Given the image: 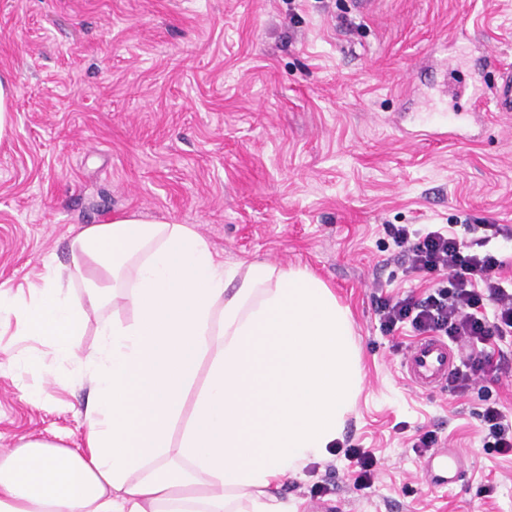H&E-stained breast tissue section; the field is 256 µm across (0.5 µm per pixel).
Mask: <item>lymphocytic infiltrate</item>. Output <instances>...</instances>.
<instances>
[{"label": "lymphocytic infiltrate", "mask_w": 512, "mask_h": 512, "mask_svg": "<svg viewBox=\"0 0 512 512\" xmlns=\"http://www.w3.org/2000/svg\"><path fill=\"white\" fill-rule=\"evenodd\" d=\"M486 230L468 241L451 229L384 227L407 271L431 284L418 296H379L380 324L389 332L407 324L416 336H438L463 348L462 368L448 376L456 396L479 381H499L506 363L501 344L512 337V289L501 277L503 260L487 250L492 238L511 237L512 229L490 224Z\"/></svg>", "instance_id": "1"}]
</instances>
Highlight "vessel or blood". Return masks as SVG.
<instances>
[{"mask_svg":"<svg viewBox=\"0 0 512 512\" xmlns=\"http://www.w3.org/2000/svg\"><path fill=\"white\" fill-rule=\"evenodd\" d=\"M495 111L512 112V69L498 71V84L493 93ZM456 354L447 341L423 337L413 341L403 355L402 367L407 383L427 392L444 386L454 367ZM422 468L435 488L455 485L465 470V463L453 448L435 449L422 459Z\"/></svg>","mask_w":512,"mask_h":512,"instance_id":"obj_1","label":"vessel or blood"}]
</instances>
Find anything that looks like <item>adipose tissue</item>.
Returning <instances> with one entry per match:
<instances>
[{
  "mask_svg": "<svg viewBox=\"0 0 512 512\" xmlns=\"http://www.w3.org/2000/svg\"><path fill=\"white\" fill-rule=\"evenodd\" d=\"M69 249L27 294L0 293V325L88 383L85 450L0 454V512H297L283 480L329 456L364 379L331 288L302 267L224 263L193 225L135 213ZM107 306L131 315L82 353L88 311Z\"/></svg>",
  "mask_w": 512,
  "mask_h": 512,
  "instance_id": "ef3b65f1",
  "label": "adipose tissue"
}]
</instances>
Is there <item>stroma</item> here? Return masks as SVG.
I'll list each match as a JSON object with an SVG mask.
<instances>
[{"mask_svg":"<svg viewBox=\"0 0 512 512\" xmlns=\"http://www.w3.org/2000/svg\"><path fill=\"white\" fill-rule=\"evenodd\" d=\"M488 53L512 64V0H0L17 92L0 291L69 264L75 230L121 212L195 225L227 263L307 268L351 311L364 383L342 441L378 465L364 479L334 453L283 495L298 512H512V455L484 448L481 421L492 404L512 418V377L416 391L411 338L376 311L428 286L384 225L512 227V112L471 96L496 81L476 66ZM53 371L0 364V451L81 445L89 389ZM420 429L468 456L454 489L431 487Z\"/></svg>","mask_w":512,"mask_h":512,"instance_id":"35a3bbf8","label":"stroma"}]
</instances>
